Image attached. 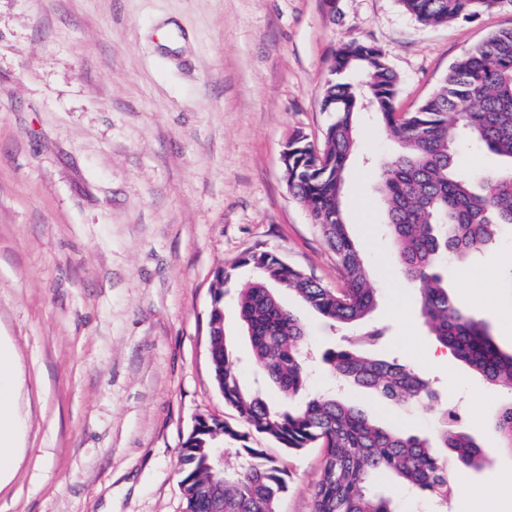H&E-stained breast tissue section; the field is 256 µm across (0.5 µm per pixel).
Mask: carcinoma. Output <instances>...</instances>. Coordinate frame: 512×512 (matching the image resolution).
<instances>
[{"instance_id": "cac0c4a2", "label": "carcinoma", "mask_w": 512, "mask_h": 512, "mask_svg": "<svg viewBox=\"0 0 512 512\" xmlns=\"http://www.w3.org/2000/svg\"><path fill=\"white\" fill-rule=\"evenodd\" d=\"M417 21L441 25L473 20L487 10L512 13V0H400ZM355 69L359 83L327 81L322 103L332 114L323 143L301 133L288 140L291 161L286 180L306 206L343 280L328 288L274 253L255 250L241 264L260 277L237 298L242 333L263 381L288 409L281 410L258 389L242 384L222 323V287L212 312L219 324L209 341L214 380L251 430L290 451L317 446L323 464L314 484L312 512H396L390 499L366 491L377 475H392L405 487L448 500L453 494L448 459L481 469L487 451L459 427L448 407L436 410L441 423L433 438L384 428L362 410L334 396H305L303 366L306 330L277 297L268 281L318 312L331 326L356 327L353 342L324 355L327 368L350 385L400 403L432 397L428 381L412 367L367 354L384 331L368 326L376 289L349 230L343 195L348 165L359 151L357 130L372 115L398 150L375 163L374 177L384 201L382 226L396 248L401 273L418 290L420 318L436 340L493 386L512 391V350L501 348L490 325L457 306L440 269L447 259L468 260L495 244L512 228V28L472 46L448 68L438 87L412 112L395 111L398 78L382 52L354 40L336 51L335 73ZM477 143L503 159L501 169L473 176L462 171L456 152ZM499 449L512 452V400L492 419ZM234 448L239 466L214 469L215 449L201 447L214 435ZM186 512H278L288 491V471L248 435L217 419L193 430L179 452Z\"/></svg>"}]
</instances>
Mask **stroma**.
<instances>
[{
    "label": "stroma",
    "instance_id": "1",
    "mask_svg": "<svg viewBox=\"0 0 512 512\" xmlns=\"http://www.w3.org/2000/svg\"><path fill=\"white\" fill-rule=\"evenodd\" d=\"M512 27V14L424 26L399 0H0V352L11 358V468L0 512H185L178 456L201 418L243 423L212 372L209 317L218 268L224 327L244 385L256 368L235 308L256 275L248 252L276 253L339 288L331 251L290 193L281 154L296 132L321 145L322 88L336 49L377 46L412 111L467 49ZM346 217L377 290L375 355L430 383L419 406L343 385L322 362L350 328L329 327L287 289L307 329V391L333 393L376 422L432 437L443 405L492 449L482 471L450 465L448 502L388 476L373 489L398 512H512V454L490 421L512 395L456 359L419 317L381 230L367 158L395 145L361 126ZM512 230L471 262L448 266L457 305L512 347ZM290 478L279 512H311L322 451L291 453L252 435Z\"/></svg>",
    "mask_w": 512,
    "mask_h": 512
}]
</instances>
